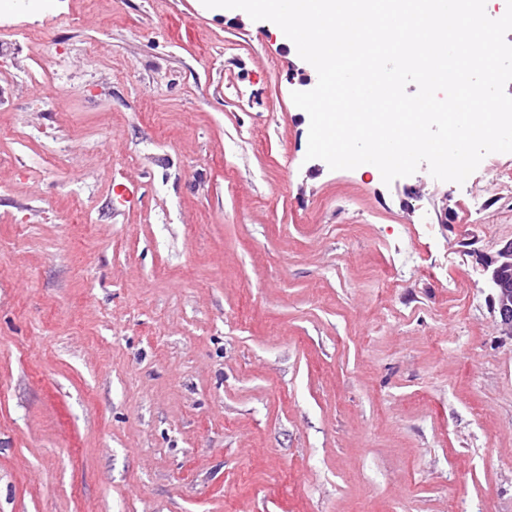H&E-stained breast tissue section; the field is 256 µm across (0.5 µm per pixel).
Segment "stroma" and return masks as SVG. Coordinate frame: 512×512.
I'll use <instances>...</instances> for the list:
<instances>
[{
    "label": "stroma",
    "instance_id": "1",
    "mask_svg": "<svg viewBox=\"0 0 512 512\" xmlns=\"http://www.w3.org/2000/svg\"><path fill=\"white\" fill-rule=\"evenodd\" d=\"M46 19L52 107L0 79V512H512V153L333 170L274 23ZM491 268V270H490ZM487 284L492 288L494 311L500 326L512 332V239L507 241L494 258L486 263Z\"/></svg>",
    "mask_w": 512,
    "mask_h": 512
}]
</instances>
